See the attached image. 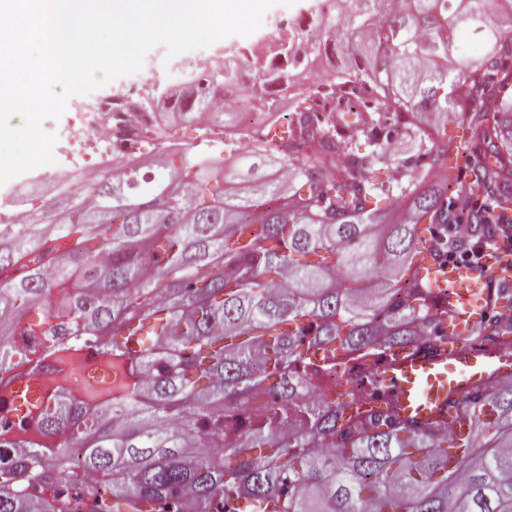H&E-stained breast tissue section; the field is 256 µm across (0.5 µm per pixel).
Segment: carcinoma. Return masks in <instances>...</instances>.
I'll use <instances>...</instances> for the list:
<instances>
[{
  "mask_svg": "<svg viewBox=\"0 0 512 512\" xmlns=\"http://www.w3.org/2000/svg\"><path fill=\"white\" fill-rule=\"evenodd\" d=\"M320 26L318 41L255 63L248 96L269 112L267 95L347 49L291 108L355 116L344 124L352 160L336 177L306 146L328 155L341 133L299 122L280 149L256 151L276 177L181 152L160 172L113 167L68 186L62 211L0 225V270L29 259L25 274L0 280V364L27 355L13 336L38 333L56 337L48 356L78 340L111 368L84 385L102 398L95 407L24 394L11 406L20 422L38 410L44 435L64 440L44 469L37 449L0 433V512H512V375L420 424L350 364L365 350L448 341L441 293L411 271L420 225L438 262L464 247L448 236L456 206H470L482 241L502 228L479 198L512 211V0L493 12L482 0H349ZM469 33L484 52L466 62ZM247 64L227 61L206 88L189 82L170 125L215 111L212 94ZM494 88L490 113L480 102ZM387 120L438 178L388 154L377 137ZM391 199L400 216L377 221ZM41 238L63 240L50 271L32 255ZM506 341L512 321H484L465 339ZM338 361L376 396L328 386ZM70 448L81 449L75 464Z\"/></svg>",
  "mask_w": 512,
  "mask_h": 512,
  "instance_id": "obj_1",
  "label": "carcinoma"
}]
</instances>
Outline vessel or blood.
Instances as JSON below:
<instances>
[{"label": "vessel or blood", "instance_id": "vessel-or-blood-1", "mask_svg": "<svg viewBox=\"0 0 512 512\" xmlns=\"http://www.w3.org/2000/svg\"><path fill=\"white\" fill-rule=\"evenodd\" d=\"M431 248L429 241L421 242L417 266L435 287L448 290L444 327L450 340L430 353L419 348L393 351L377 370L394 409L422 423L447 418L449 400L512 372L511 353L476 350L464 343L473 326L485 317L490 293L487 279L501 277V264L495 257H486L488 275L484 278L464 265L448 267L440 275L432 263Z\"/></svg>", "mask_w": 512, "mask_h": 512}]
</instances>
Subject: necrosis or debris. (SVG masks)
Wrapping results in <instances>:
<instances>
[{"mask_svg":"<svg viewBox=\"0 0 512 512\" xmlns=\"http://www.w3.org/2000/svg\"><path fill=\"white\" fill-rule=\"evenodd\" d=\"M152 83L144 81L131 88L128 96L120 98H95L83 112L78 113L61 139L59 150L70 155L83 166L137 165L155 163L178 149H189L205 157H222L227 151L268 148L264 134L268 126H282L294 120V113L279 112L265 115L259 121L240 124L236 128L216 129L211 124L198 121L194 124L192 138H183L179 131L146 141L141 136L144 125L163 127L165 115L150 107ZM69 177L58 165L44 166L38 181L30 184L21 201L0 207V224H21L36 210L56 209L58 199L46 198L41 192L45 183L63 185ZM95 351L89 347L70 349L63 357H46L41 352L28 353L27 357L14 359L0 366V389L9 386L21 375L34 379L43 394H59L63 384L58 372L69 367L77 376L93 380L97 373L93 365Z\"/></svg>","mask_w":512,"mask_h":512,"instance_id":"1","label":"necrosis or debris"}]
</instances>
